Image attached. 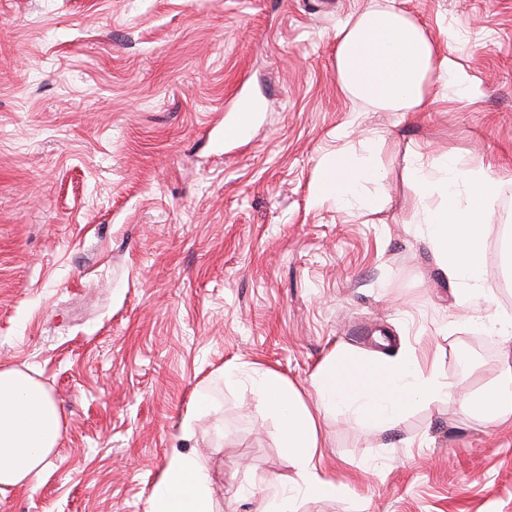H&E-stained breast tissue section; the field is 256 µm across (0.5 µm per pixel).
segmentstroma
Masks as SVG:
<instances>
[{
  "label": "stroma",
  "mask_w": 512,
  "mask_h": 512,
  "mask_svg": "<svg viewBox=\"0 0 512 512\" xmlns=\"http://www.w3.org/2000/svg\"><path fill=\"white\" fill-rule=\"evenodd\" d=\"M368 3L0 0V368L31 373L60 415L47 467L0 512H147L177 452L207 459L216 512H261L295 472L258 369L314 412L345 488L297 512H512L511 426L442 398L381 431L320 409L312 385L336 351L377 359L379 335L469 390L505 365L489 328L512 316V0H396L471 87L407 113L337 86L336 32ZM242 97L263 109L225 139ZM374 133L378 209L317 198L325 162ZM419 152L501 184L492 296L473 307L421 231L438 200L408 176ZM228 364L246 376L233 388ZM201 393L215 408L184 434Z\"/></svg>",
  "instance_id": "35a3bbf8"
}]
</instances>
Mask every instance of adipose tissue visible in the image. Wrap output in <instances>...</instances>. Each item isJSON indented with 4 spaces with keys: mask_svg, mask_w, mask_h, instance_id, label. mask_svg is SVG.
<instances>
[{
    "mask_svg": "<svg viewBox=\"0 0 512 512\" xmlns=\"http://www.w3.org/2000/svg\"><path fill=\"white\" fill-rule=\"evenodd\" d=\"M336 79L351 99L384 112L421 111L436 85L465 83L453 56L439 54L435 41L395 0H370L338 30ZM409 173L420 191L439 198L421 222L444 274L457 287L458 302L486 296L481 226L492 218L497 182L484 169L460 166L451 157L436 167L414 157ZM380 179L369 163L343 152L325 164L315 194L335 197L340 204L356 195L363 207L373 208L377 197L363 194L362 188ZM253 384L262 409L280 421L281 447L295 469L299 493L313 498L342 495L343 486L318 467L316 420L298 393L273 372L255 373ZM312 384L322 407L343 408L356 420L387 431L396 429L414 404L455 395L437 369L422 367L411 352L374 363L338 354L317 369ZM458 398L462 412L476 422L512 424V367L491 387ZM58 439L59 412L47 390L23 371L1 369L0 492L33 483ZM209 487L205 459L173 456L151 491L148 512H214Z\"/></svg>",
    "mask_w": 512,
    "mask_h": 512,
    "instance_id": "obj_1",
    "label": "adipose tissue"
}]
</instances>
